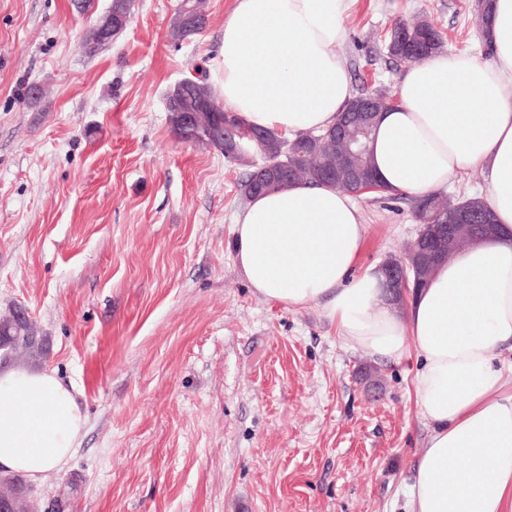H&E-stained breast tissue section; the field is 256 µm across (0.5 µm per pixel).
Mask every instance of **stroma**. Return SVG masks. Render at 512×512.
<instances>
[{
    "instance_id": "obj_1",
    "label": "stroma",
    "mask_w": 512,
    "mask_h": 512,
    "mask_svg": "<svg viewBox=\"0 0 512 512\" xmlns=\"http://www.w3.org/2000/svg\"><path fill=\"white\" fill-rule=\"evenodd\" d=\"M112 0H0V316L25 307L44 361L81 393L86 425L38 512H406L428 428L415 359L372 395L321 307L253 293L234 257L247 166L182 142L166 98L214 74L232 0L205 31L169 32L181 0H134L96 55ZM473 0H344L336 51L356 93L397 92L395 22L423 19L449 54L490 60ZM360 263L402 255L412 198L355 200Z\"/></svg>"
}]
</instances>
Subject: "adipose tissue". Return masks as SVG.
<instances>
[{"label": "adipose tissue", "mask_w": 512, "mask_h": 512, "mask_svg": "<svg viewBox=\"0 0 512 512\" xmlns=\"http://www.w3.org/2000/svg\"><path fill=\"white\" fill-rule=\"evenodd\" d=\"M343 0H233L224 20L222 105L282 136L330 126L354 97L336 53ZM490 63L439 53L415 62L400 103L371 144L382 183L425 197L480 168L496 235L436 267L405 309L379 267H359L360 209L327 185L295 184L250 199L234 255L255 294L288 308L321 306L341 345L401 362L430 428L408 488L409 512H512V0H492ZM85 425L78 394L55 371L0 369V475L39 482L64 469Z\"/></svg>", "instance_id": "1"}]
</instances>
